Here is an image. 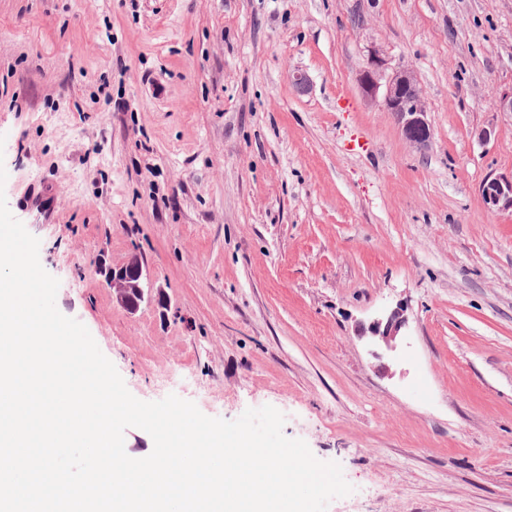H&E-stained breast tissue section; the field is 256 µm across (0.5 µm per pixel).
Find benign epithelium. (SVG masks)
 <instances>
[{
	"label": "benign epithelium",
	"instance_id": "1",
	"mask_svg": "<svg viewBox=\"0 0 512 512\" xmlns=\"http://www.w3.org/2000/svg\"><path fill=\"white\" fill-rule=\"evenodd\" d=\"M359 84L366 98L380 100L383 109L396 116L405 139L413 147L422 150L428 145L432 131L425 119L422 90L412 71L388 69L386 60L373 50L360 71ZM481 195L489 208L512 212V176L487 177L481 184ZM98 273L112 289L113 299L129 312H137L150 299V277L138 259L119 267L102 262ZM406 324V309L398 305L369 325H360L359 335L391 352L397 349L400 331Z\"/></svg>",
	"mask_w": 512,
	"mask_h": 512
}]
</instances>
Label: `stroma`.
Returning a JSON list of instances; mask_svg holds the SVG:
<instances>
[{
  "instance_id": "35a3bbf8",
  "label": "stroma",
  "mask_w": 512,
  "mask_h": 512,
  "mask_svg": "<svg viewBox=\"0 0 512 512\" xmlns=\"http://www.w3.org/2000/svg\"><path fill=\"white\" fill-rule=\"evenodd\" d=\"M373 49L426 149L363 96ZM510 90L512 0H0L1 189L136 398L274 406L352 486L328 512H512V213L480 194ZM135 255L132 314L95 264ZM377 50H371L366 66L360 71L359 84L363 95L377 101L380 88L383 94L380 105L392 112L405 139L415 148L424 149L431 137V128L425 119L426 109L422 90L414 73L404 68H392ZM406 309L399 304L395 308L373 320L367 327L359 326V335L368 336L370 341L385 351H395L398 347L400 331L407 324Z\"/></svg>"
}]
</instances>
